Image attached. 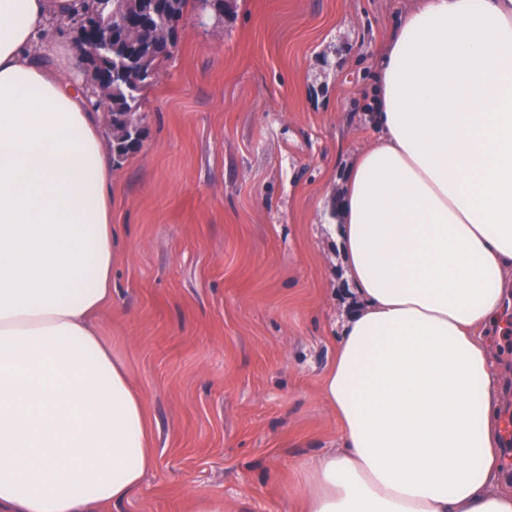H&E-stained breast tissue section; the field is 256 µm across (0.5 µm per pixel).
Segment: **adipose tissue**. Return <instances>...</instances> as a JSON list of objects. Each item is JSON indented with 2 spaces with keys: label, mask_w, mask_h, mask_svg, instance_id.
Here are the masks:
<instances>
[{
  "label": "adipose tissue",
  "mask_w": 512,
  "mask_h": 512,
  "mask_svg": "<svg viewBox=\"0 0 512 512\" xmlns=\"http://www.w3.org/2000/svg\"><path fill=\"white\" fill-rule=\"evenodd\" d=\"M87 0H0V512H105L154 468L95 318L117 228L101 110L54 47ZM338 202L357 309L320 393L341 445L300 512H512L485 334L512 286V0H415Z\"/></svg>",
  "instance_id": "adipose-tissue-1"
}]
</instances>
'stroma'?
<instances>
[{"instance_id": "35a3bbf8", "label": "stroma", "mask_w": 512, "mask_h": 512, "mask_svg": "<svg viewBox=\"0 0 512 512\" xmlns=\"http://www.w3.org/2000/svg\"><path fill=\"white\" fill-rule=\"evenodd\" d=\"M411 0H234L181 20L112 169L100 318L152 418L156 464L109 512H293L339 447L319 389L353 304L332 226L374 130L380 44ZM488 338L512 417V313Z\"/></svg>"}]
</instances>
